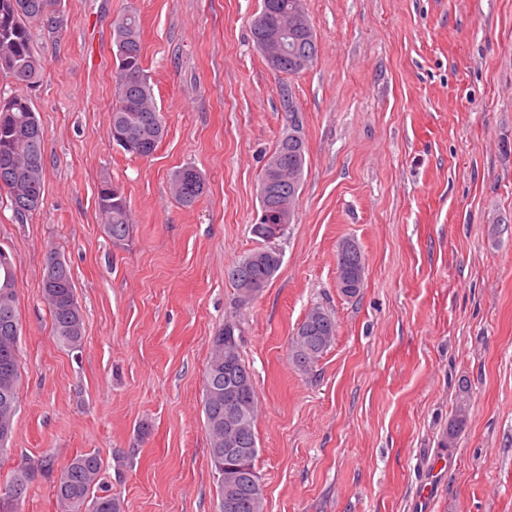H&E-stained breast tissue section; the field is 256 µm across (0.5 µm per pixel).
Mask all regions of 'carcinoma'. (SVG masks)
<instances>
[{"instance_id": "1", "label": "carcinoma", "mask_w": 512, "mask_h": 512, "mask_svg": "<svg viewBox=\"0 0 512 512\" xmlns=\"http://www.w3.org/2000/svg\"><path fill=\"white\" fill-rule=\"evenodd\" d=\"M14 0H0V71L27 85L39 82L42 75L41 59L31 44L30 27L37 21H50L60 0H26L22 13L13 9ZM288 22V46L292 59L285 63L281 73L296 75L304 71L299 60L317 54L316 37L302 0H262L261 10L252 21V28H276L280 21ZM112 30L120 34L114 42L116 68L113 75L115 105L112 107L109 129L115 135L137 139L144 157L149 158L165 134V122L158 110L153 88L142 67V43L138 17L129 13L112 22ZM288 112V132L279 140L274 155L289 176L270 179L262 170L259 180L268 181L266 194L259 196V210L273 215L287 200L298 201L305 165V142L297 120L298 109L292 98L284 100ZM33 109L27 98L14 95L0 99V170L12 175V182L0 193L5 194L14 218L22 223L30 214L20 212L19 198L44 199L45 160L44 142H38L39 167L31 171L28 157L33 149L28 135ZM170 183L178 201L192 206L203 194L204 177L192 166L181 167L170 175ZM97 207L104 233L117 243L129 237L132 230L130 206L124 192L111 182L102 181L97 194ZM281 267L277 245L263 243L233 264L228 278L235 288L244 283L265 288ZM365 267V257L354 241H346L337 254V268L349 278L345 295H356L362 283L359 272ZM43 296L48 304L55 336L70 349H78L84 338L83 310L77 301L71 266L56 253L46 260L42 277ZM8 311L13 325L4 328L0 323V456L8 451L7 443L14 430L21 370L18 357L20 318L14 292L0 295V314ZM240 322L229 319L211 339L210 355L205 371L203 415L209 437L211 463L218 475L217 497L224 496V384L231 379L248 391H255L253 374L240 352ZM336 336V321L327 311L320 318L305 315L289 341V354L301 371L311 369L332 346ZM258 404L251 406L248 420L241 431L242 447L256 448L255 421ZM467 420L466 391H461L454 415L448 422V441L453 446ZM103 462L96 453H80L62 468L55 482L56 498L67 512H121L120 499L112 494H94L99 484ZM35 475V468L15 471L9 486L27 490ZM261 478L256 467L240 471L237 489V512H254L251 486Z\"/></svg>"}]
</instances>
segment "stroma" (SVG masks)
<instances>
[{"mask_svg": "<svg viewBox=\"0 0 512 512\" xmlns=\"http://www.w3.org/2000/svg\"><path fill=\"white\" fill-rule=\"evenodd\" d=\"M312 66L272 71L251 22L261 0H61L31 36L42 80L44 203L17 222L22 385L8 470L37 466L18 512H61L57 471L96 452L122 512H216L202 412L210 341L241 323L254 374L266 512H512V0H303ZM142 27V63L166 123L151 157L109 135L112 21ZM306 146L276 277L241 303L227 269L259 245L258 175L288 130ZM197 168L190 207L171 173ZM120 186L133 231L103 232L102 180ZM366 263L356 297L336 286L337 251ZM71 266L80 349L62 345L42 293L49 252ZM336 340L299 371L289 340L311 307ZM469 412L444 440L460 389Z\"/></svg>", "mask_w": 512, "mask_h": 512, "instance_id": "obj_1", "label": "stroma"}]
</instances>
